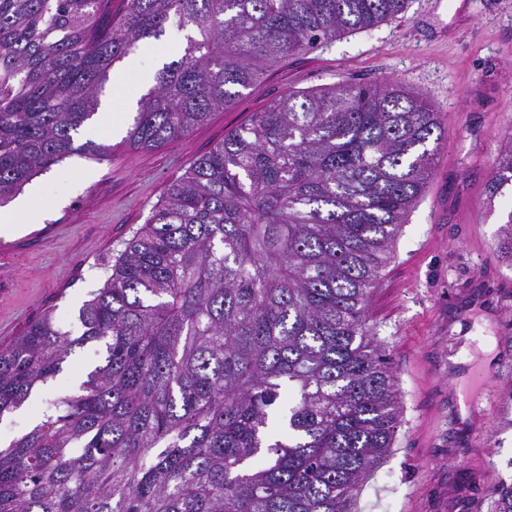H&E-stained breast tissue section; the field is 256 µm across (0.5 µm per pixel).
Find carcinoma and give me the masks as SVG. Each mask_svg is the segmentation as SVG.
<instances>
[{
  "instance_id": "cac0c4a2",
  "label": "carcinoma",
  "mask_w": 512,
  "mask_h": 512,
  "mask_svg": "<svg viewBox=\"0 0 512 512\" xmlns=\"http://www.w3.org/2000/svg\"><path fill=\"white\" fill-rule=\"evenodd\" d=\"M0 0V205L74 153L113 66L174 27L126 147L173 142L409 0ZM440 113L401 83L291 90L193 159L78 310L0 349V419L75 351L79 390L0 447V512H357L400 424L366 305L425 192ZM487 205L512 184V132ZM499 245L512 262V212ZM494 512H512L497 486Z\"/></svg>"
}]
</instances>
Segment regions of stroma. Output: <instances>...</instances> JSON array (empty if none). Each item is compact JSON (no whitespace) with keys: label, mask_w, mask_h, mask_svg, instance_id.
Listing matches in <instances>:
<instances>
[{"label":"stroma","mask_w":512,"mask_h":512,"mask_svg":"<svg viewBox=\"0 0 512 512\" xmlns=\"http://www.w3.org/2000/svg\"><path fill=\"white\" fill-rule=\"evenodd\" d=\"M180 47L170 28L156 49H133L137 65L110 104L117 127L94 121L77 136L112 145V155H74L36 177L34 204L47 208V218L30 224L18 215L19 230L0 235V346L48 310L64 330H78L79 308L171 181L273 98L342 80L401 82L441 112L445 133L430 183L369 303L399 390L401 424L390 454L364 484L360 512H493L492 488L512 486V409L488 411L477 426L495 448L491 459L452 456L464 436L448 416L456 395L445 368L449 357L466 352L459 318L477 298L485 313L473 335L491 337L493 351L512 356V267L498 249L512 192L493 208L484 204L503 137L512 131V0H411L400 18L279 63L183 138L149 151L123 147L135 99ZM96 359L95 347L75 350L27 408L0 420V435L28 431L42 404L76 392Z\"/></svg>","instance_id":"1"}]
</instances>
